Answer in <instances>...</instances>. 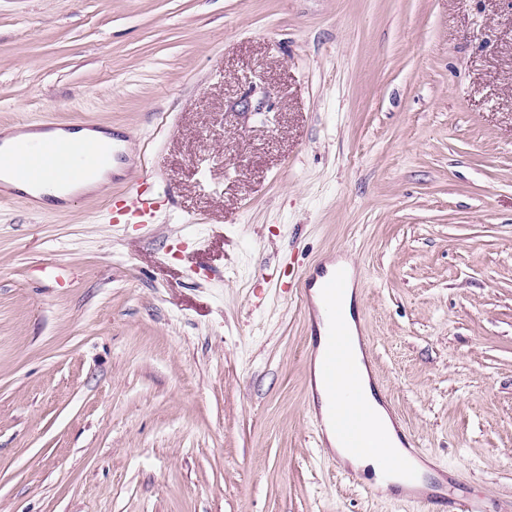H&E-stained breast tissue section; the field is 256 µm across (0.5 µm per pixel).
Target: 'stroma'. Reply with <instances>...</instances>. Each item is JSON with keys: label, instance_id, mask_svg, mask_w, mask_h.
<instances>
[{"label": "stroma", "instance_id": "obj_1", "mask_svg": "<svg viewBox=\"0 0 512 512\" xmlns=\"http://www.w3.org/2000/svg\"><path fill=\"white\" fill-rule=\"evenodd\" d=\"M21 118L135 140L0 206V512H422L316 445L282 283L328 257L433 483L512 512V0H0ZM149 181L150 176L143 175L131 184L122 200L124 203L121 212L116 213L114 218H121L127 224H152L160 209L170 200L155 194Z\"/></svg>", "mask_w": 512, "mask_h": 512}]
</instances>
